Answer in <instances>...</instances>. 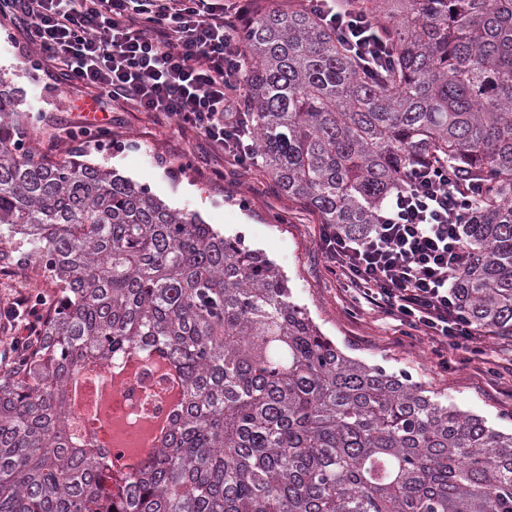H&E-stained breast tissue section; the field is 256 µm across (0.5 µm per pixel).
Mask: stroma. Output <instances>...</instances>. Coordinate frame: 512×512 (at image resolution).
<instances>
[{
	"label": "stroma",
	"instance_id": "obj_1",
	"mask_svg": "<svg viewBox=\"0 0 512 512\" xmlns=\"http://www.w3.org/2000/svg\"><path fill=\"white\" fill-rule=\"evenodd\" d=\"M21 37L0 29V70L8 72L22 99L23 139L30 150L58 159L71 155L68 129L93 111L90 98L73 89L53 90L47 72H31L20 59ZM113 140L123 152L85 147L89 161L146 185L171 207L196 215L226 235H239L287 274L296 303L304 305L325 335L346 354L387 372L407 374L441 401L485 417L512 431V334L481 330L477 350L431 342L400 321L353 301L319 250V216L282 193L260 166L246 172L225 165L222 154L173 121L154 120L132 105L109 112ZM53 295L36 261L0 274V299L16 290Z\"/></svg>",
	"mask_w": 512,
	"mask_h": 512
}]
</instances>
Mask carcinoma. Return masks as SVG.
Returning a JSON list of instances; mask_svg holds the SVG:
<instances>
[{
    "label": "carcinoma",
    "mask_w": 512,
    "mask_h": 512,
    "mask_svg": "<svg viewBox=\"0 0 512 512\" xmlns=\"http://www.w3.org/2000/svg\"><path fill=\"white\" fill-rule=\"evenodd\" d=\"M297 2L238 28L262 164L351 236L413 163L479 178L451 286L475 328L512 331V0H345L383 30L379 80ZM20 121L0 76V269L34 258L55 286L31 343L3 337L0 512H512V432L346 355L241 238L110 168L17 151ZM156 350L180 412L119 467L68 385Z\"/></svg>",
    "instance_id": "carcinoma-1"
}]
</instances>
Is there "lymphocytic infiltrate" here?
Instances as JSON below:
<instances>
[{
	"label": "lymphocytic infiltrate",
	"mask_w": 512,
	"mask_h": 512,
	"mask_svg": "<svg viewBox=\"0 0 512 512\" xmlns=\"http://www.w3.org/2000/svg\"><path fill=\"white\" fill-rule=\"evenodd\" d=\"M305 3L362 70L386 71L390 54L377 24L341 0ZM248 10V0H0V21L21 23L24 66L54 72L57 92L82 87L94 103H129L175 121L247 170L258 155L236 30ZM481 193V182L447 163L413 164L368 233L321 225L320 250L347 289L381 313L440 345L470 347L479 337L450 279L471 253L461 227ZM34 311L22 291L0 303L13 345L32 336Z\"/></svg>",
	"instance_id": "obj_1"
}]
</instances>
